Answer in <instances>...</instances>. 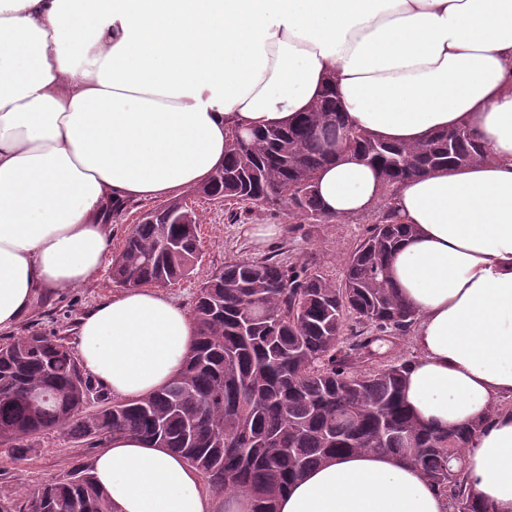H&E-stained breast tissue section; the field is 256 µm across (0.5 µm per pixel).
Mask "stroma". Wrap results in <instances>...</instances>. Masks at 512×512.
I'll return each mask as SVG.
<instances>
[{
    "label": "stroma",
    "instance_id": "stroma-1",
    "mask_svg": "<svg viewBox=\"0 0 512 512\" xmlns=\"http://www.w3.org/2000/svg\"><path fill=\"white\" fill-rule=\"evenodd\" d=\"M182 196L193 209L199 225L200 257L187 278L165 287L164 292L187 309L192 308L206 276L230 259L271 257L285 265L303 263L332 282H342L346 260L368 228L377 224L382 216L381 208L377 207L343 220L322 219L300 224L283 208L229 206L220 199L196 196L190 189L184 190ZM262 224L276 225L279 233L257 250L250 245L246 232ZM118 292L110 271H103L93 284L39 299L12 334L16 337L32 333L55 334L76 342L80 315ZM371 349V354L359 358V370L375 369L383 360H410L417 353L409 335L379 337ZM94 454V449L58 431L37 438L26 458L20 460L10 458L7 446L0 445V512H18L30 488L58 476L73 461L89 460Z\"/></svg>",
    "mask_w": 512,
    "mask_h": 512
}]
</instances>
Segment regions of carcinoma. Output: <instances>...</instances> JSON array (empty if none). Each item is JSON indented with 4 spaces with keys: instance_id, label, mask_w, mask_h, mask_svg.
Segmentation results:
<instances>
[{
    "instance_id": "cac0c4a2",
    "label": "carcinoma",
    "mask_w": 512,
    "mask_h": 512,
    "mask_svg": "<svg viewBox=\"0 0 512 512\" xmlns=\"http://www.w3.org/2000/svg\"><path fill=\"white\" fill-rule=\"evenodd\" d=\"M227 137L224 165L199 186L200 194L285 207L293 218L326 217L317 174L339 148L378 171L382 220L349 257L342 284L270 258L224 262L196 293L195 345L182 368L135 401H114L85 376L66 337H13L0 344V443L10 444L18 459L50 430L92 448L113 436L138 435L183 457L214 491L248 496L251 512H276L278 496L329 456L388 453L416 468L451 512H493L463 470V455L484 420L452 429L421 423L403 402L409 361L361 374L340 355L347 339L352 350L363 351L374 335H404L415 325L414 310L390 279L392 255L414 231L392 208L400 185L486 161L488 147L465 125L418 144L350 127L331 81L291 124L246 135L232 128ZM199 253L198 226L165 213L134 226L112 261V282L175 285L194 270ZM35 393L42 397L36 406ZM84 499L112 512L91 463L77 460L30 489L22 510L65 512Z\"/></svg>"
}]
</instances>
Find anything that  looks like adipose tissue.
<instances>
[{
	"mask_svg": "<svg viewBox=\"0 0 512 512\" xmlns=\"http://www.w3.org/2000/svg\"><path fill=\"white\" fill-rule=\"evenodd\" d=\"M334 80L349 126L392 142L468 126L486 162L405 181L413 225L391 280L415 310L406 408L458 426L512 398V0H0V330L37 299L97 280L112 205L173 197L224 163L226 132L283 126ZM377 171L346 151L318 175L327 216L368 212ZM191 316L129 288L78 322L84 370L113 396L163 387L195 343ZM466 455L473 491L512 512V410ZM113 512H250L136 436L93 459ZM385 453L307 471L278 512H447Z\"/></svg>",
	"mask_w": 512,
	"mask_h": 512,
	"instance_id": "1",
	"label": "adipose tissue"
}]
</instances>
